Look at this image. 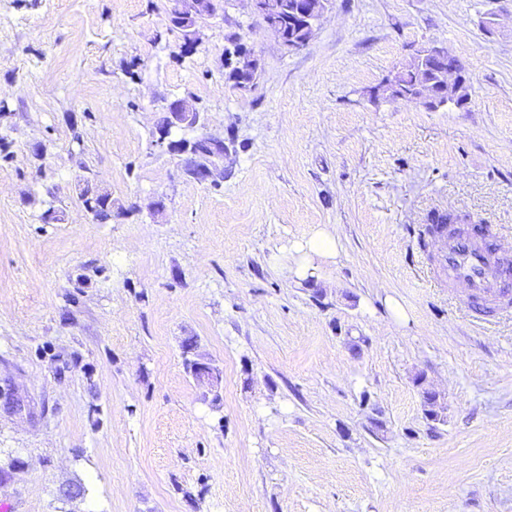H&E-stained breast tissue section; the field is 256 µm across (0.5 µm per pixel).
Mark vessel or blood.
Masks as SVG:
<instances>
[{
    "label": "vessel or blood",
    "instance_id": "1",
    "mask_svg": "<svg viewBox=\"0 0 512 512\" xmlns=\"http://www.w3.org/2000/svg\"><path fill=\"white\" fill-rule=\"evenodd\" d=\"M438 266L449 284L465 287L468 308L492 316L497 306L512 302V253L489 232L448 233Z\"/></svg>",
    "mask_w": 512,
    "mask_h": 512
}]
</instances>
